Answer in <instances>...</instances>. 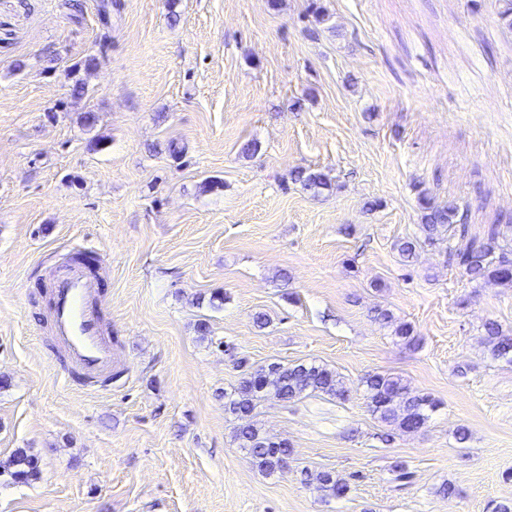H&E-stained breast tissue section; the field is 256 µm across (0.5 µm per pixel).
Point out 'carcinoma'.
I'll return each mask as SVG.
<instances>
[{
  "mask_svg": "<svg viewBox=\"0 0 512 512\" xmlns=\"http://www.w3.org/2000/svg\"><path fill=\"white\" fill-rule=\"evenodd\" d=\"M293 179L301 187L319 195L331 187L328 177L314 170L300 169ZM423 240H405L396 245L399 255L408 262L419 243L433 245L447 234L465 237L470 233L467 216L453 204L438 205L426 189L418 191ZM500 225L490 224L481 236H473L469 248L453 254L456 266L471 278L512 285V248L500 246ZM374 319L394 326V335L409 346L418 344V335L408 322L395 323L390 310L377 307ZM482 343L491 356L512 363V334L500 323L489 320L483 325ZM237 383L224 394V412L239 422L234 431L238 448L260 472L272 475L284 469L282 456L292 454L288 439L266 433L255 420L258 407L269 400L289 402L302 396L325 395L339 401L349 399L350 390L336 371L325 364L301 361L284 364L278 361L253 365L246 358L236 359ZM365 407L374 418L401 433H415L426 427L437 411L438 402L430 395L413 390L405 380L392 373L371 372L360 380ZM15 482L31 483L40 479L38 455L24 448L0 460V476ZM304 482L326 497L347 493L346 480L332 471L305 472Z\"/></svg>",
  "mask_w": 512,
  "mask_h": 512,
  "instance_id": "1",
  "label": "carcinoma"
}]
</instances>
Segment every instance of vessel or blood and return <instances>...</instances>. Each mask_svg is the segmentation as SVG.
Listing matches in <instances>:
<instances>
[{
    "mask_svg": "<svg viewBox=\"0 0 512 512\" xmlns=\"http://www.w3.org/2000/svg\"><path fill=\"white\" fill-rule=\"evenodd\" d=\"M98 284L81 268H71L53 286L52 325L68 364L94 380L111 378L116 354L97 306Z\"/></svg>",
    "mask_w": 512,
    "mask_h": 512,
    "instance_id": "1",
    "label": "vessel or blood"
}]
</instances>
